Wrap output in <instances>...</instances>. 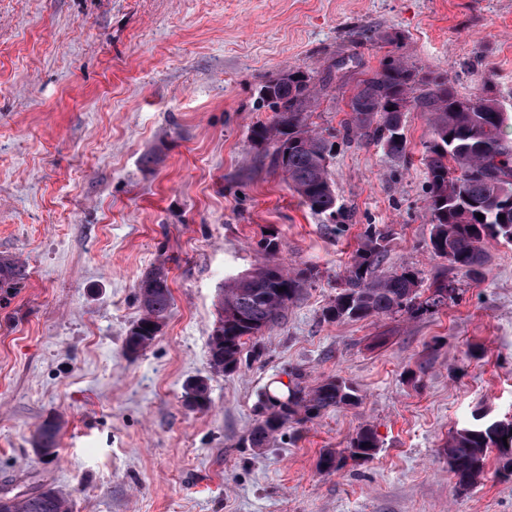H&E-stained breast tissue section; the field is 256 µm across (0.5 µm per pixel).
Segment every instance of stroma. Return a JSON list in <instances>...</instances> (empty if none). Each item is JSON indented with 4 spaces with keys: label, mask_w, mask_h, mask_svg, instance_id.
<instances>
[{
    "label": "stroma",
    "mask_w": 512,
    "mask_h": 512,
    "mask_svg": "<svg viewBox=\"0 0 512 512\" xmlns=\"http://www.w3.org/2000/svg\"><path fill=\"white\" fill-rule=\"evenodd\" d=\"M390 55L512 114V0H0V257L27 269L0 291V495L49 485L73 512H512L497 453L462 492L442 452L474 414L512 416V244H489L479 274L449 271L456 292L435 313L323 316L367 227L385 237V268L429 282L444 264L427 114L406 112L401 158L343 136L357 81ZM340 58L344 79L311 120L334 146L342 225L250 141L273 120L268 76ZM267 232L280 262L317 277L259 360L213 372L221 289L264 262ZM154 266L172 305L130 358L135 284ZM295 368L346 379L358 401L246 447L261 395ZM200 378L210 403L194 410L185 388ZM51 420L46 456L35 437ZM365 426L372 460L318 470Z\"/></svg>",
    "instance_id": "35a3bbf8"
}]
</instances>
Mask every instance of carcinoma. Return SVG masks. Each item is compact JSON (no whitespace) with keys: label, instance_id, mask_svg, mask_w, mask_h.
I'll list each match as a JSON object with an SVG mask.
<instances>
[{"label":"carcinoma","instance_id":"1","mask_svg":"<svg viewBox=\"0 0 512 512\" xmlns=\"http://www.w3.org/2000/svg\"><path fill=\"white\" fill-rule=\"evenodd\" d=\"M288 78L263 84L261 101L274 112L269 124L253 127V147L271 157L290 187L310 210L334 223L344 221L336 188L329 177L330 149L309 118L316 97L333 80L332 72L319 78L301 66L286 69ZM402 100L429 114L431 138L425 144L427 210L432 224L433 254L458 271L475 274L488 260L489 241L512 243V145L502 137L507 113L493 98H460L443 76H419L400 56H389L360 80L343 125L348 139H368L393 156L406 151ZM484 219L477 218V214ZM381 233L368 229L356 249L340 287L325 309L328 321H355L393 315L432 313L448 304V281L429 286L410 267L382 268L385 247ZM267 259L261 265L224 283L219 303L224 305V340H209V360L224 363V373L242 364L244 345L251 341L252 358L262 356L257 340L287 317L288 305L315 279L311 267L288 270L276 261L278 237L269 234L261 243ZM24 264L0 260V288H15L25 277ZM285 291L280 292L278 288ZM140 315L125 338V351L137 355L155 340L148 325L166 320L172 294L161 266L145 271L135 284ZM358 399L345 379L332 376L314 386L306 384L299 369L291 371L287 392L264 393L258 419L246 441L250 448L266 447L273 436L292 424H301L350 405ZM58 428L50 423L38 433V447H56ZM379 448L373 429L364 427L349 441L351 457L369 460ZM497 451L505 466L512 465V422L477 416V422L453 433L444 454L456 486L468 490L483 478L488 453ZM346 464L340 452L324 451L319 470L337 472ZM0 512H72L71 502L55 488L31 494L0 496Z\"/></svg>","mask_w":512,"mask_h":512}]
</instances>
